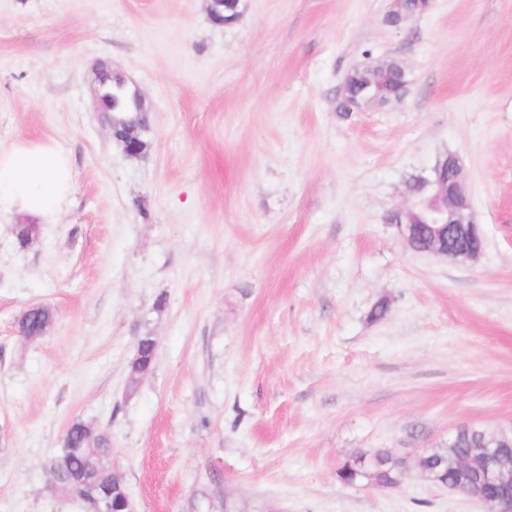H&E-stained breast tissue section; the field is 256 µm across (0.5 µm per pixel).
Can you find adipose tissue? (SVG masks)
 <instances>
[{
  "label": "adipose tissue",
  "mask_w": 512,
  "mask_h": 512,
  "mask_svg": "<svg viewBox=\"0 0 512 512\" xmlns=\"http://www.w3.org/2000/svg\"><path fill=\"white\" fill-rule=\"evenodd\" d=\"M73 193L66 152L53 141H21L0 148V212L55 223Z\"/></svg>",
  "instance_id": "adipose-tissue-1"
}]
</instances>
